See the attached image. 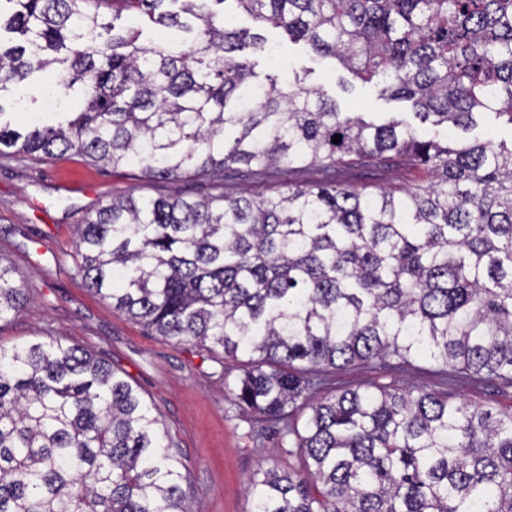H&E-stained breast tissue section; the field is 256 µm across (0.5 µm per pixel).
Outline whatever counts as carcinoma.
I'll use <instances>...</instances> for the list:
<instances>
[{
  "instance_id": "cac0c4a2",
  "label": "carcinoma",
  "mask_w": 512,
  "mask_h": 512,
  "mask_svg": "<svg viewBox=\"0 0 512 512\" xmlns=\"http://www.w3.org/2000/svg\"><path fill=\"white\" fill-rule=\"evenodd\" d=\"M236 12L423 123L467 130L491 111L512 124V0H0V149L288 183L115 197L75 239L85 287L151 334L249 355L232 394L294 437L299 463L259 468L250 512H512V408L381 386L308 396L332 370L419 357L512 386V147L426 140L340 111L297 74L261 77L264 38L230 26ZM146 27L191 43H147ZM45 72L65 110L13 126L5 95ZM309 168L321 179L294 181ZM388 169L418 183L397 196L348 179ZM25 300L0 259V321ZM186 481L118 371L62 338L0 346V512H192Z\"/></svg>"
}]
</instances>
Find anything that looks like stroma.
Listing matches in <instances>:
<instances>
[{"label": "stroma", "instance_id": "35a3bbf8", "mask_svg": "<svg viewBox=\"0 0 512 512\" xmlns=\"http://www.w3.org/2000/svg\"><path fill=\"white\" fill-rule=\"evenodd\" d=\"M232 23L264 35L306 83L319 86L343 112L364 113L380 122L392 115L415 123L409 102L383 95L334 58H321L279 30L244 13ZM225 189L258 196L279 191L235 165L217 187L196 179L170 182L146 178L136 167L96 165L69 152L41 160L0 153V257L16 270L29 300L0 321V346L60 337L77 343L125 374L154 406L177 442L187 467L193 512H250L248 481L259 467H287L278 435L241 410L228 390L221 351L177 345L153 336L141 324L89 292L76 274L74 230L85 215L112 197L137 198L173 193L200 198ZM325 390L388 385L445 392L456 402L492 410L512 407V387L483 376L443 374L427 358L353 364L325 376Z\"/></svg>", "mask_w": 512, "mask_h": 512}]
</instances>
